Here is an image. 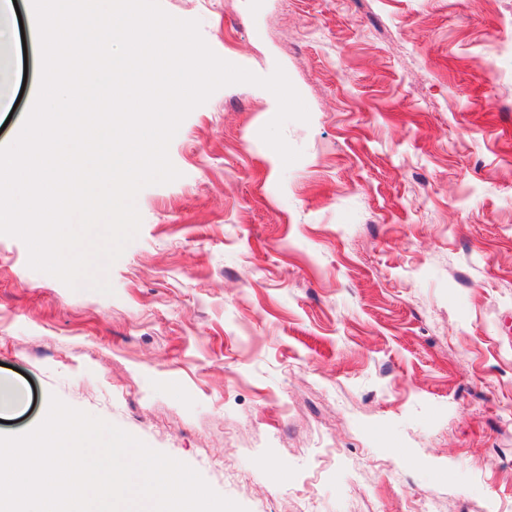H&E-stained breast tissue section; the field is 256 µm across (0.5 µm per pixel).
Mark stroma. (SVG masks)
<instances>
[{"instance_id":"stroma-1","label":"stroma","mask_w":512,"mask_h":512,"mask_svg":"<svg viewBox=\"0 0 512 512\" xmlns=\"http://www.w3.org/2000/svg\"><path fill=\"white\" fill-rule=\"evenodd\" d=\"M222 59L282 67L301 158L260 138L268 90L220 88L143 188L141 225L71 290L0 234V432L48 394L197 470L247 512H512V0H160ZM0 147L37 88L11 27Z\"/></svg>"}]
</instances>
